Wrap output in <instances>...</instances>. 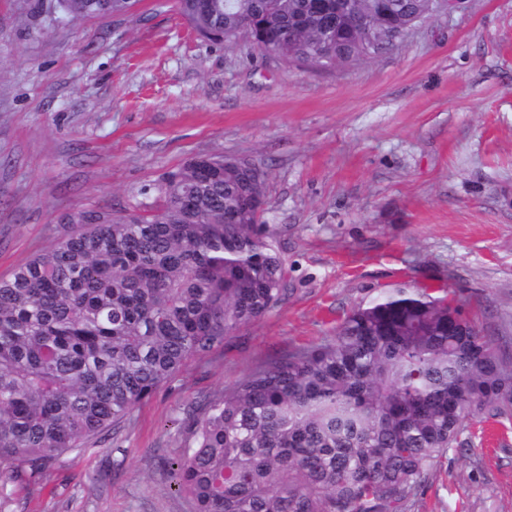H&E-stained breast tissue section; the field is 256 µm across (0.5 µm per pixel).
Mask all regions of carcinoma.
Segmentation results:
<instances>
[{
	"label": "carcinoma",
	"mask_w": 512,
	"mask_h": 512,
	"mask_svg": "<svg viewBox=\"0 0 512 512\" xmlns=\"http://www.w3.org/2000/svg\"><path fill=\"white\" fill-rule=\"evenodd\" d=\"M77 23L140 0H54ZM174 0L208 42L288 66L376 57L437 0ZM194 156L128 210H78L73 231L0 278V461L39 486L191 361L288 295V268L248 182L262 166ZM480 415L512 419V359L444 297L394 288L324 343L258 368L191 416L170 477L194 512H413Z\"/></svg>",
	"instance_id": "cac0c4a2"
}]
</instances>
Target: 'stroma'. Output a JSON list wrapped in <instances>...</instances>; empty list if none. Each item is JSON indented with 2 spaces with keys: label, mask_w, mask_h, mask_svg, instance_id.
Listing matches in <instances>:
<instances>
[{
  "label": "stroma",
  "mask_w": 512,
  "mask_h": 512,
  "mask_svg": "<svg viewBox=\"0 0 512 512\" xmlns=\"http://www.w3.org/2000/svg\"><path fill=\"white\" fill-rule=\"evenodd\" d=\"M53 2L0 0V276L65 234V214L135 207L223 152L268 173L289 292L36 490L0 463V512H193L165 468L190 413L392 288L452 291L512 357V0H468L371 60L306 72L206 42L157 0L76 24ZM467 434L415 512H512V422Z\"/></svg>",
  "instance_id": "35a3bbf8"
}]
</instances>
